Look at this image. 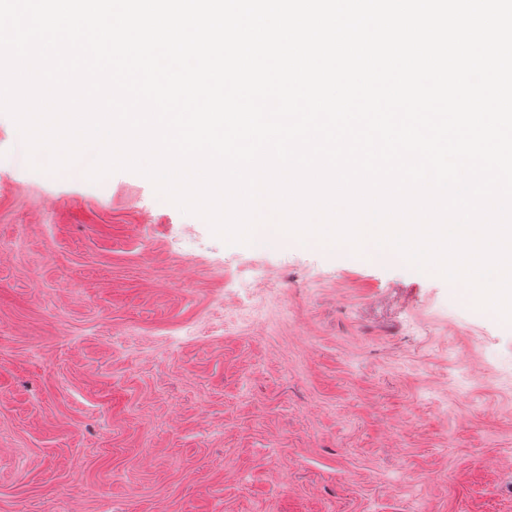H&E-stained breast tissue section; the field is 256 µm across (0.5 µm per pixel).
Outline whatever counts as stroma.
<instances>
[{
    "instance_id": "stroma-1",
    "label": "stroma",
    "mask_w": 512,
    "mask_h": 512,
    "mask_svg": "<svg viewBox=\"0 0 512 512\" xmlns=\"http://www.w3.org/2000/svg\"><path fill=\"white\" fill-rule=\"evenodd\" d=\"M16 143L0 114V512H512L496 314Z\"/></svg>"
}]
</instances>
